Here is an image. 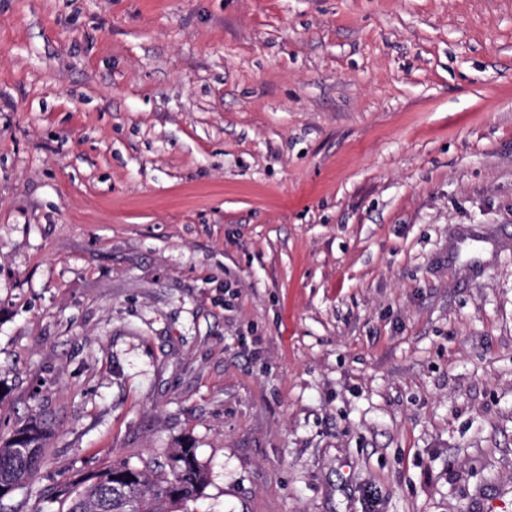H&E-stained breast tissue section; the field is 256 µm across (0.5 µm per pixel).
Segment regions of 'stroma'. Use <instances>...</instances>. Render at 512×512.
I'll return each instance as SVG.
<instances>
[{
	"label": "stroma",
	"instance_id": "35a3bbf8",
	"mask_svg": "<svg viewBox=\"0 0 512 512\" xmlns=\"http://www.w3.org/2000/svg\"><path fill=\"white\" fill-rule=\"evenodd\" d=\"M0 385L19 512H512V0H0ZM23 424L9 423L10 437L2 441L0 437V512H19L18 508L7 503L14 493L33 481L48 461V439L51 421L46 414L35 411ZM22 448H32L30 453ZM207 483V473L196 448H170L162 464L140 466L108 464L55 491L61 512H125L133 502L138 512L175 510L197 499Z\"/></svg>",
	"mask_w": 512,
	"mask_h": 512
}]
</instances>
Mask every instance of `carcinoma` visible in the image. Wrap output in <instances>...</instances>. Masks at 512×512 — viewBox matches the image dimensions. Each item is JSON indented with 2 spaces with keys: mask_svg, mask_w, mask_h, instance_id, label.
<instances>
[{
  "mask_svg": "<svg viewBox=\"0 0 512 512\" xmlns=\"http://www.w3.org/2000/svg\"><path fill=\"white\" fill-rule=\"evenodd\" d=\"M51 426L39 411L10 427V437L0 440V512H18L9 501L46 466ZM206 483L196 448L181 445L169 449L162 464H108L60 485L55 497L62 501L63 512H126L130 502L138 512H177L197 499Z\"/></svg>",
  "mask_w": 512,
  "mask_h": 512,
  "instance_id": "carcinoma-1",
  "label": "carcinoma"
}]
</instances>
